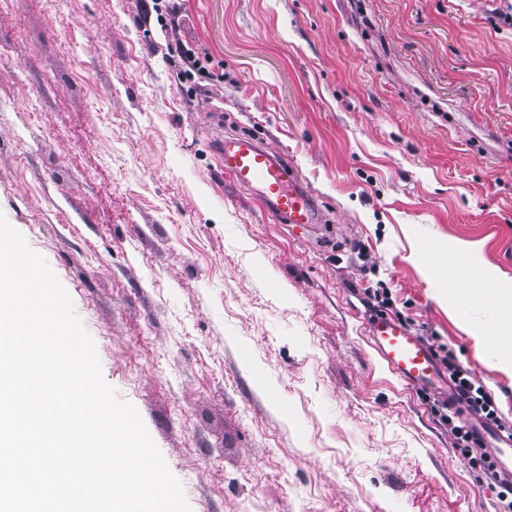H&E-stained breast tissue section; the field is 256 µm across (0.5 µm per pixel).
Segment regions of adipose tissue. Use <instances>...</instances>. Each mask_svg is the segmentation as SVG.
<instances>
[{
    "mask_svg": "<svg viewBox=\"0 0 512 512\" xmlns=\"http://www.w3.org/2000/svg\"><path fill=\"white\" fill-rule=\"evenodd\" d=\"M473 248L455 243L426 245L417 253L416 261L426 275L435 281L436 298L444 302L448 299L446 282L449 270L455 269L472 281L467 289L469 299L490 306L498 320L499 329L512 328V282L501 279L493 269L477 265L473 261Z\"/></svg>",
    "mask_w": 512,
    "mask_h": 512,
    "instance_id": "obj_1",
    "label": "adipose tissue"
}]
</instances>
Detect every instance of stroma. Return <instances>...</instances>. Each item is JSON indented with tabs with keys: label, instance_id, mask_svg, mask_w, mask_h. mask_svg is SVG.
Masks as SVG:
<instances>
[{
	"label": "stroma",
	"instance_id": "obj_1",
	"mask_svg": "<svg viewBox=\"0 0 512 512\" xmlns=\"http://www.w3.org/2000/svg\"><path fill=\"white\" fill-rule=\"evenodd\" d=\"M0 0V214L42 255L191 512H494L467 456L378 362L401 320L512 420V376L417 246L512 280L504 0ZM207 56L177 76L171 39ZM285 156L324 209L278 224L219 138ZM385 290L389 307L371 297Z\"/></svg>",
	"mask_w": 512,
	"mask_h": 512
}]
</instances>
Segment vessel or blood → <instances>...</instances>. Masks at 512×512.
<instances>
[{
	"label": "vessel or blood",
	"mask_w": 512,
	"mask_h": 512,
	"mask_svg": "<svg viewBox=\"0 0 512 512\" xmlns=\"http://www.w3.org/2000/svg\"><path fill=\"white\" fill-rule=\"evenodd\" d=\"M222 154L225 174L237 186L257 191L277 222L310 229L324 223L314 196L300 184L287 161L257 139L246 134L227 136ZM367 332L381 363L392 374L408 386L435 388L444 399H452L451 384L419 336L389 317L374 319ZM465 422L477 442L490 451L498 470L512 479V436L472 416Z\"/></svg>",
	"instance_id": "1"
}]
</instances>
